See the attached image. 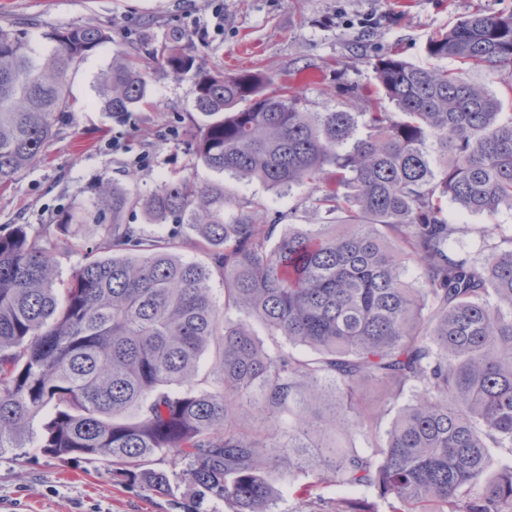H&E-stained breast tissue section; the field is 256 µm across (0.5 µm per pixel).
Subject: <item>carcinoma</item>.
Wrapping results in <instances>:
<instances>
[{"mask_svg":"<svg viewBox=\"0 0 512 512\" xmlns=\"http://www.w3.org/2000/svg\"><path fill=\"white\" fill-rule=\"evenodd\" d=\"M43 39L0 25V186L41 160L72 108L68 73L112 42L97 26ZM182 39L173 30L143 56L116 49L104 109L128 118L152 63L191 76L203 117L191 164L306 185L304 210L344 230L269 223L222 182L171 177L146 197L103 182L57 223L0 234V452L26 447L48 409L43 453L103 460L160 496L185 486V512L197 497L277 512L275 479L299 476L296 512H512V234L485 227L473 254L455 247L466 225L448 219L450 201L512 210V113L465 75L484 66L512 86V14L459 20L427 41V66L378 59L377 92L395 112H308L261 73L204 68ZM328 167L343 174L334 192L320 186ZM137 207L188 233L125 223ZM60 241L85 250L68 279ZM187 247L207 261L183 259ZM255 323L288 348H266ZM388 406L380 441L339 442L379 430ZM329 484L372 501L313 495Z\"/></svg>","mask_w":512,"mask_h":512,"instance_id":"cac0c4a2","label":"carcinoma"}]
</instances>
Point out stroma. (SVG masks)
Wrapping results in <instances>:
<instances>
[{"label": "stroma", "instance_id": "obj_1", "mask_svg": "<svg viewBox=\"0 0 512 512\" xmlns=\"http://www.w3.org/2000/svg\"><path fill=\"white\" fill-rule=\"evenodd\" d=\"M511 14L512 0H0V25L38 34L102 26L112 41L67 77L72 111L60 115L43 161L0 187V232L53 223L61 211L90 203L111 180L148 194L173 174L223 180L227 190L262 202L282 223L306 224L307 190L278 193L260 182L221 179L188 164L187 133L201 117L190 77L152 69L148 103L121 122L101 103V77L115 48L141 52L145 39L181 30L206 68L260 71L296 88L311 112L374 96V63L399 53L426 64L429 37L475 11ZM0 512H183L180 497L129 485L105 462H64L30 448L24 462L0 453Z\"/></svg>", "mask_w": 512, "mask_h": 512}]
</instances>
